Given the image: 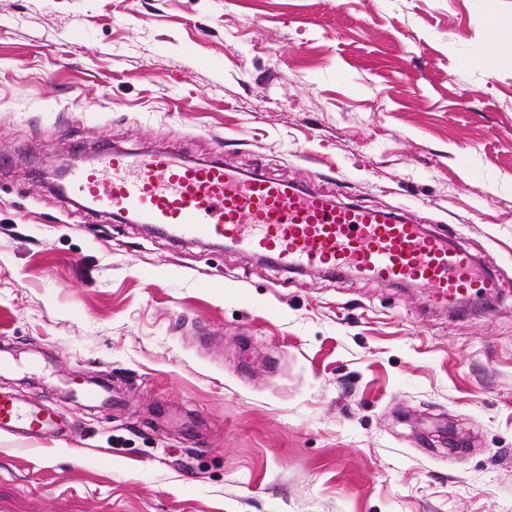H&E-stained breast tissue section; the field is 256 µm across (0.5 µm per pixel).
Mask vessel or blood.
<instances>
[{
	"label": "vessel or blood",
	"instance_id": "vessel-or-blood-1",
	"mask_svg": "<svg viewBox=\"0 0 512 512\" xmlns=\"http://www.w3.org/2000/svg\"><path fill=\"white\" fill-rule=\"evenodd\" d=\"M64 197L93 213L170 231L174 237L231 243L294 271H355L432 291L453 306L496 286L465 249L394 212L345 202L330 192L243 172L219 159L189 160L170 149H105L66 168ZM89 404L110 403L108 382L84 381ZM52 411L0 392V433L41 439L63 433Z\"/></svg>",
	"mask_w": 512,
	"mask_h": 512
}]
</instances>
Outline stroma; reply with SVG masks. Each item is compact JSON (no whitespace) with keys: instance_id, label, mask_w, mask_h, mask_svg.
I'll use <instances>...</instances> for the list:
<instances>
[{"instance_id":"35a3bbf8","label":"stroma","mask_w":512,"mask_h":512,"mask_svg":"<svg viewBox=\"0 0 512 512\" xmlns=\"http://www.w3.org/2000/svg\"><path fill=\"white\" fill-rule=\"evenodd\" d=\"M484 0H0V512H512V54ZM168 148L405 212L499 280L288 272L74 207L52 160ZM108 373L91 410L70 379ZM487 16H486V30H487V43L488 50L485 51L483 56L479 59V63L487 70L493 71L502 54V45L504 39H502V20L498 16L495 8L493 7V1H487ZM496 60V61H495ZM495 61L494 65L493 62ZM66 428L52 411L26 403L14 393L0 392V433L41 439L61 434Z\"/></svg>"}]
</instances>
